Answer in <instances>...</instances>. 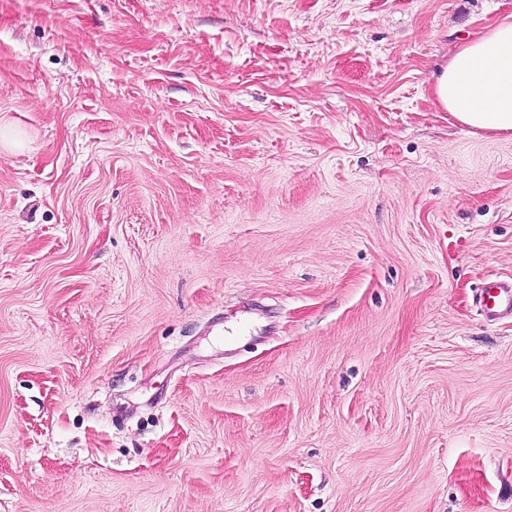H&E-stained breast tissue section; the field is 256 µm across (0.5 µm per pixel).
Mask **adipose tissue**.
<instances>
[{
  "label": "adipose tissue",
  "mask_w": 512,
  "mask_h": 512,
  "mask_svg": "<svg viewBox=\"0 0 512 512\" xmlns=\"http://www.w3.org/2000/svg\"><path fill=\"white\" fill-rule=\"evenodd\" d=\"M434 94L445 111L469 127L512 132V14L463 37L439 75Z\"/></svg>",
  "instance_id": "obj_1"
}]
</instances>
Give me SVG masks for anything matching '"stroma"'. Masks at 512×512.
Here are the masks:
<instances>
[{
  "mask_svg": "<svg viewBox=\"0 0 512 512\" xmlns=\"http://www.w3.org/2000/svg\"><path fill=\"white\" fill-rule=\"evenodd\" d=\"M508 13L0 0V512H512ZM462 38L437 78L436 101L469 127L511 133L512 14ZM480 299L492 315L512 314V282L486 283L481 288Z\"/></svg>",
  "mask_w": 512,
  "mask_h": 512,
  "instance_id": "35a3bbf8",
  "label": "stroma"
}]
</instances>
